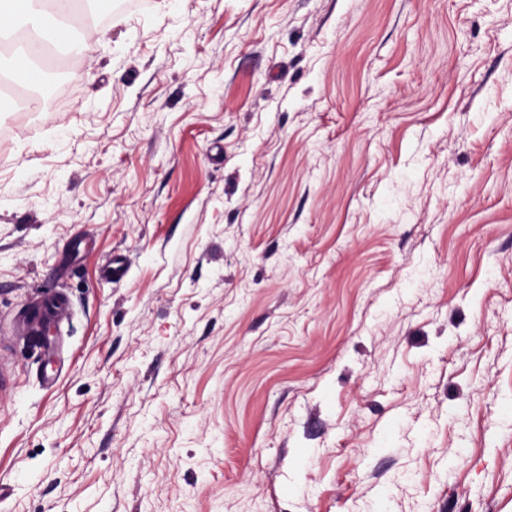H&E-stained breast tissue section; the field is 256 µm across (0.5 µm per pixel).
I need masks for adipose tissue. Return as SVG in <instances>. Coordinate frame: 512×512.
Segmentation results:
<instances>
[{
  "label": "adipose tissue",
  "mask_w": 512,
  "mask_h": 512,
  "mask_svg": "<svg viewBox=\"0 0 512 512\" xmlns=\"http://www.w3.org/2000/svg\"><path fill=\"white\" fill-rule=\"evenodd\" d=\"M62 0H0V33L21 30L47 45L68 43L72 33Z\"/></svg>",
  "instance_id": "1"
}]
</instances>
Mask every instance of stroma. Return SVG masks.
Returning <instances> with one entry per match:
<instances>
[{"instance_id": "stroma-1", "label": "stroma", "mask_w": 512, "mask_h": 512, "mask_svg": "<svg viewBox=\"0 0 512 512\" xmlns=\"http://www.w3.org/2000/svg\"><path fill=\"white\" fill-rule=\"evenodd\" d=\"M94 12L0 99V512H512V0Z\"/></svg>"}]
</instances>
